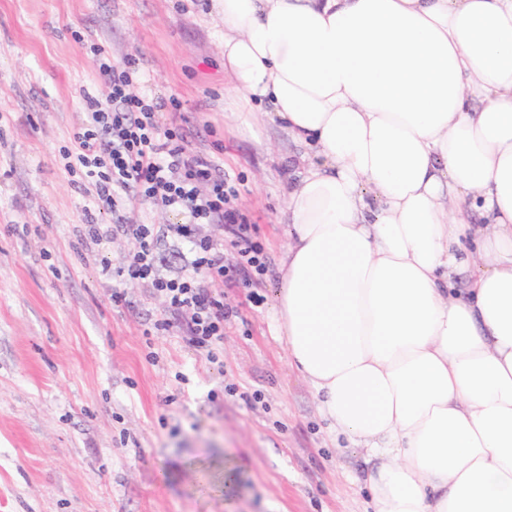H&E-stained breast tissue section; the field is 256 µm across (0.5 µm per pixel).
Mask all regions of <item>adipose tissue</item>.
Segmentation results:
<instances>
[{
    "instance_id": "ef3b65f1",
    "label": "adipose tissue",
    "mask_w": 512,
    "mask_h": 512,
    "mask_svg": "<svg viewBox=\"0 0 512 512\" xmlns=\"http://www.w3.org/2000/svg\"><path fill=\"white\" fill-rule=\"evenodd\" d=\"M304 149L276 333L373 512H512V0H212Z\"/></svg>"
}]
</instances>
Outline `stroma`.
<instances>
[{"label": "stroma", "instance_id": "obj_1", "mask_svg": "<svg viewBox=\"0 0 512 512\" xmlns=\"http://www.w3.org/2000/svg\"><path fill=\"white\" fill-rule=\"evenodd\" d=\"M210 0H0V512H372L364 451L334 438L275 333L288 245L283 196L301 154L224 93ZM131 59L133 91L177 98L192 151L223 166L271 260L215 358L148 289L112 303L103 274L134 248L86 238L72 145L96 58ZM258 302H251V295ZM235 484L218 489L224 467Z\"/></svg>", "mask_w": 512, "mask_h": 512}]
</instances>
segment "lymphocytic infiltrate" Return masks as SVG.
I'll return each mask as SVG.
<instances>
[{
  "label": "lymphocytic infiltrate",
  "instance_id": "obj_1",
  "mask_svg": "<svg viewBox=\"0 0 512 512\" xmlns=\"http://www.w3.org/2000/svg\"><path fill=\"white\" fill-rule=\"evenodd\" d=\"M97 78L108 93L102 100L86 97L80 130L66 151L67 170L81 172L95 188L90 207L112 216L110 225H88V234L132 239L135 247L113 268V279L163 298L166 310L154 332L182 329L197 352L213 354L226 323L239 315L225 303V289L256 284L268 270L256 226L234 205L223 169L189 151L187 118L163 120L157 104L131 94L135 62L99 59ZM139 204L185 215V223L168 228L179 246L180 274H162L158 230L131 218Z\"/></svg>",
  "mask_w": 512,
  "mask_h": 512
}]
</instances>
